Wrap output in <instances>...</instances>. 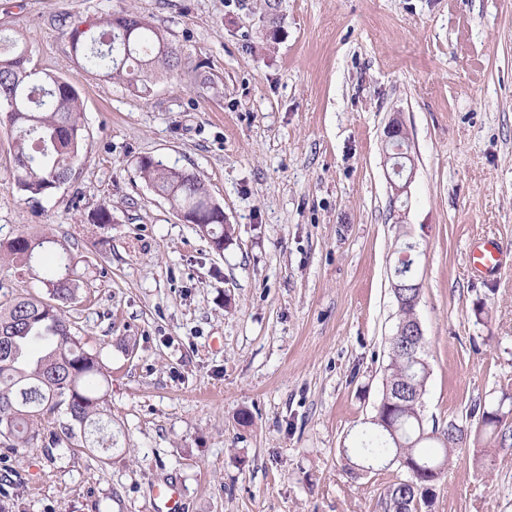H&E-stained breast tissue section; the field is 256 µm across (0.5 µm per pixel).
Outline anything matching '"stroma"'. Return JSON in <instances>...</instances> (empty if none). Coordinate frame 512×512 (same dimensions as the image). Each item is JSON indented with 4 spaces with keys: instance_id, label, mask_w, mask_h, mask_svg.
<instances>
[{
    "instance_id": "35a3bbf8",
    "label": "stroma",
    "mask_w": 512,
    "mask_h": 512,
    "mask_svg": "<svg viewBox=\"0 0 512 512\" xmlns=\"http://www.w3.org/2000/svg\"><path fill=\"white\" fill-rule=\"evenodd\" d=\"M108 13L162 27L214 89L137 96L86 70L66 34ZM265 15V0H0V29L77 90L86 127L70 180L34 202L0 125V243L48 227L80 256L66 314L110 376L114 442L57 445L50 422L28 446L0 440V512H154L169 478L186 512H383L399 468L354 478L341 451L382 397L407 240L427 423L473 427L476 405L512 396V0H279L273 40ZM144 156L204 180L234 227L223 252L155 195ZM103 204L111 224L88 223ZM488 238L508 262L482 281L469 257ZM432 512H512V446L482 466L463 448ZM409 241H406L403 245L405 246V249L403 251H407L409 253V256L406 257L403 260L397 259V263L394 266L393 270V281L395 282L393 287L394 288H400L401 286L399 284H396L398 281L408 284L412 286L413 284H420L418 281L417 275H416V268L418 265V257L419 253L412 247H408L406 244ZM401 251V252H403Z\"/></svg>"
}]
</instances>
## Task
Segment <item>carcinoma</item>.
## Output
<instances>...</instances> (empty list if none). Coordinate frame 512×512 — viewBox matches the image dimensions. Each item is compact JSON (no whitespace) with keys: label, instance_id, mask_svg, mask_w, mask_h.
<instances>
[{"label":"carcinoma","instance_id":"carcinoma-1","mask_svg":"<svg viewBox=\"0 0 512 512\" xmlns=\"http://www.w3.org/2000/svg\"><path fill=\"white\" fill-rule=\"evenodd\" d=\"M70 47L92 73L124 84L135 93H148L160 78H193L204 87L209 79L192 76L183 49L165 30L133 14L99 20L96 29L67 32ZM28 50L16 37L0 34V103L11 112L18 189L37 201L54 194L66 182L83 154L84 113L78 92L64 78L29 67ZM139 172L154 192L177 211L196 216L195 226L214 250H224L232 228L224 226V211L215 203L201 177L168 166L150 156L140 158ZM397 260L393 281L402 282L403 297L421 294L416 268L419 253ZM0 259L31 272L45 288L43 297L16 296L0 302V436L12 447L26 446L37 436L42 420L64 416L52 442L74 443L85 434V447L97 440L111 422L104 384L108 375L98 353L87 350L65 317L64 308L86 287L76 273L69 245L43 229L0 246ZM403 335L389 337V358L382 398L370 426L358 444L343 451L350 474L392 461L406 476L385 487V512H430L435 485L457 450L475 438L485 447H504L512 431L500 420L503 402L477 408L476 431H464L450 421L442 428L424 422L422 398L430 375L423 357L425 338L410 335L415 308L397 305Z\"/></svg>","mask_w":512,"mask_h":512}]
</instances>
